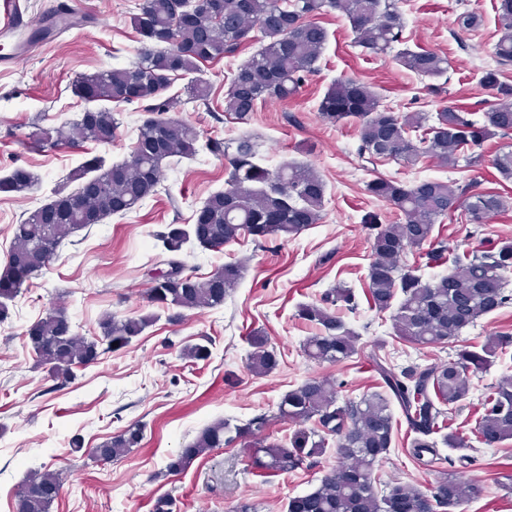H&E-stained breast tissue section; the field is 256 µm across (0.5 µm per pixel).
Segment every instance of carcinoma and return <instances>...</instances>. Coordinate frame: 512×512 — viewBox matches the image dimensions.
Masks as SVG:
<instances>
[{
  "label": "carcinoma",
  "mask_w": 512,
  "mask_h": 512,
  "mask_svg": "<svg viewBox=\"0 0 512 512\" xmlns=\"http://www.w3.org/2000/svg\"><path fill=\"white\" fill-rule=\"evenodd\" d=\"M329 10L345 14L356 34V44L369 55L393 54L398 65L418 75L442 78L447 59L428 50L403 46L402 20L396 0H215L211 14L195 16L185 10V0H143L133 25L140 35L137 60L128 67L103 70L80 77L73 92L80 99L98 104L84 110L79 119L49 128L33 125L29 139L38 144L79 146L86 142L108 145L117 137V109L139 104L148 114L140 128L129 158L103 168L93 157L69 179L84 189L94 184L111 201L104 208L79 211L73 199L77 192L55 195L50 203L32 211L16 225L17 245L12 249L0 279L24 271L36 274L77 232L98 224L111 215L123 216L139 202L156 194L167 158L190 159L203 148L227 162V188L209 195L194 224H167L154 234L160 253L152 270L169 267L165 277L151 276L148 303L157 311L119 319L108 313L99 320L100 334L84 336L74 330L65 309L50 310L27 330L36 361L48 367L56 380L66 382L74 370L88 366L112 343L122 348L168 313L179 321L183 311L224 305L227 292L241 279L242 266L228 262L212 276L224 280L218 290L197 276L180 254L188 243L205 249H221L241 238L244 224H263L276 215L269 235L288 240L318 223L324 205L326 184L311 168L287 164L276 171L263 166L257 143L248 137L230 146L224 139L200 134L190 124L168 116L175 104L169 90L175 79H185L189 98L207 101L211 87L196 76L199 63L235 53L245 44L256 45L253 55L231 78L224 96V111L239 118L255 111L267 95L280 99L294 96L318 62L328 41V32L311 17ZM499 38L495 45L498 63L512 62V0H499ZM480 84L492 91L500 104L483 112V121L471 118L468 109L448 105L431 114L415 111L401 115L382 104L371 86L356 80L332 84L318 106L321 118L338 123L355 119L359 152L374 162L392 160L409 165L431 156L440 164L455 167L468 159L466 151L494 135L512 133V84L500 80V70H482ZM501 177L512 178V151L493 159ZM0 179V193H21L38 181L34 173L20 169ZM370 195L384 200L399 212L402 221L381 224L377 215L366 214L363 223L375 230L368 266V303L379 313L391 312L394 336L415 345H443L478 319L512 302L505 291L512 271V241L493 242L479 255L451 260L448 274L424 281L418 268L403 262L409 247L429 245L426 256L440 257L443 245L435 242V223L461 212L466 224L481 225L505 209L494 192L468 193L454 181L425 180L412 186L377 177L367 184ZM23 284L0 290V322L10 317L11 302ZM356 309L348 288H331L320 302L304 304L298 317L318 328L303 345L313 361L337 362L356 354V333L336 315V308ZM251 350L247 368L255 375L271 372L278 355L264 334L249 335ZM512 346V334L489 337L480 347H464L448 363L410 365L395 372L379 358L372 364L383 390L359 400L339 402L333 383L309 377L283 395L273 415L259 414L243 424L219 420L203 428L196 438L170 456L168 474L185 471L198 457L216 449L249 440L254 447L253 464L272 472H292L309 466L323 455L328 439H336L338 466L325 473L312 492L288 499L287 512H456L465 503L485 496L480 480L461 483L444 471L431 487L421 490L402 484L380 488L375 466L392 447L398 406L412 439L411 454L422 459L437 456V439L452 449L469 447L456 433H443L447 418L469 393V376L483 371L503 349ZM209 345H186L180 357L206 360ZM274 419L301 425L289 445L267 441L263 433ZM314 421L307 429L302 424ZM480 441L492 446L512 439V375L501 376L483 400V413L475 428ZM143 427L133 425L94 449L96 457L110 460L138 446ZM60 489L58 474L35 471L15 493V512H50Z\"/></svg>",
  "instance_id": "carcinoma-1"
}]
</instances>
